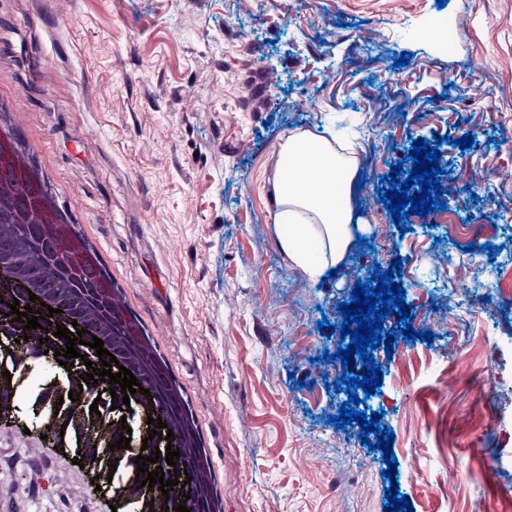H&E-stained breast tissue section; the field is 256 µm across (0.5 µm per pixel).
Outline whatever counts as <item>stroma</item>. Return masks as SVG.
Returning <instances> with one entry per match:
<instances>
[{
    "mask_svg": "<svg viewBox=\"0 0 512 512\" xmlns=\"http://www.w3.org/2000/svg\"><path fill=\"white\" fill-rule=\"evenodd\" d=\"M450 18L443 52L425 28ZM2 97L176 372L222 512H383L394 481L413 512H512V271L461 241L440 264L443 229L400 233L378 194L414 140L439 143L442 202L512 250V0H0ZM339 113L360 128L342 195L365 244L320 284L279 246L274 179L281 140ZM397 258L434 339L391 322L395 361L358 407L395 434L391 481L359 425L331 424L347 368L323 355L339 303ZM86 481L71 457L0 447V512H79Z\"/></svg>",
    "mask_w": 512,
    "mask_h": 512,
    "instance_id": "obj_1",
    "label": "stroma"
}]
</instances>
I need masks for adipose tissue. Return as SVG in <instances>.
I'll return each instance as SVG.
<instances>
[{
    "instance_id": "ef3b65f1",
    "label": "adipose tissue",
    "mask_w": 512,
    "mask_h": 512,
    "mask_svg": "<svg viewBox=\"0 0 512 512\" xmlns=\"http://www.w3.org/2000/svg\"><path fill=\"white\" fill-rule=\"evenodd\" d=\"M275 177L276 223L285 227L279 244L311 278L342 261L352 236L353 215L336 202V187L350 181L354 159L337 152L324 135L304 131L280 145Z\"/></svg>"
}]
</instances>
